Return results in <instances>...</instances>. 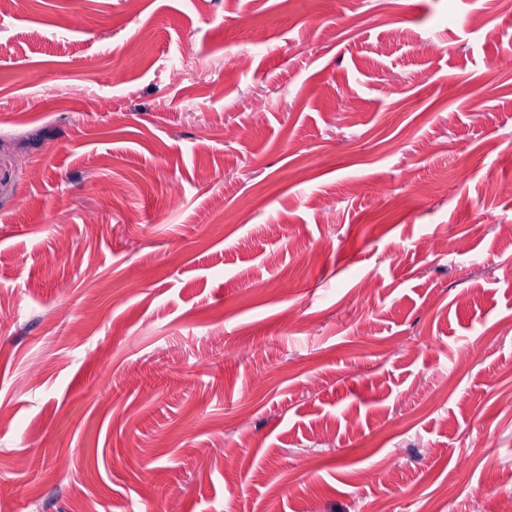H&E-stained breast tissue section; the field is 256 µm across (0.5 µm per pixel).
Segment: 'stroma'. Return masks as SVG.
Here are the masks:
<instances>
[{
  "instance_id": "stroma-1",
  "label": "stroma",
  "mask_w": 512,
  "mask_h": 512,
  "mask_svg": "<svg viewBox=\"0 0 512 512\" xmlns=\"http://www.w3.org/2000/svg\"><path fill=\"white\" fill-rule=\"evenodd\" d=\"M505 224L512 0H9L0 504L499 512Z\"/></svg>"
}]
</instances>
